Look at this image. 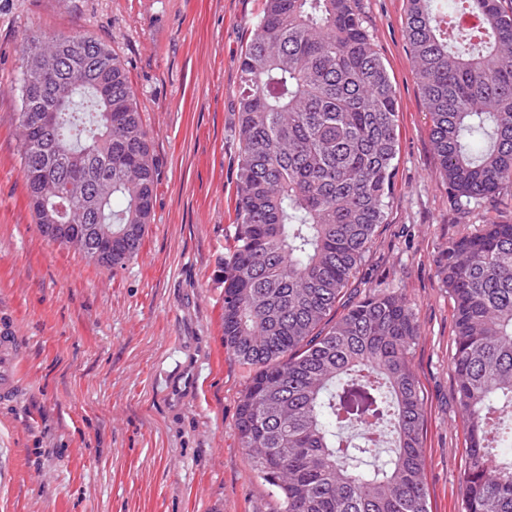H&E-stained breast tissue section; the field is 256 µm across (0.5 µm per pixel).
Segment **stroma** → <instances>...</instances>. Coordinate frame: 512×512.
<instances>
[{"instance_id": "35a3bbf8", "label": "stroma", "mask_w": 512, "mask_h": 512, "mask_svg": "<svg viewBox=\"0 0 512 512\" xmlns=\"http://www.w3.org/2000/svg\"><path fill=\"white\" fill-rule=\"evenodd\" d=\"M262 0H0V323L22 387L0 405V512H276L235 434L252 372L224 347L240 57ZM394 82L400 137L386 224L336 306L389 288L419 327L431 512H463L455 325L438 260L512 202L461 211L409 63L406 0H361ZM92 35L124 63L158 165L151 222L119 271L48 241L20 166L23 39Z\"/></svg>"}]
</instances>
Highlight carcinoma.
<instances>
[{"instance_id": "carcinoma-1", "label": "carcinoma", "mask_w": 512, "mask_h": 512, "mask_svg": "<svg viewBox=\"0 0 512 512\" xmlns=\"http://www.w3.org/2000/svg\"><path fill=\"white\" fill-rule=\"evenodd\" d=\"M359 0H264L240 60L235 244L224 347L252 368L235 431L281 512H429L418 325L387 288L329 316L387 221L398 100ZM471 16L476 23L461 24ZM412 73L458 204L512 186V9L407 0ZM56 59L23 72L20 161L49 241L118 270L135 258L158 168L126 69L86 35L26 40ZM65 94L54 98L49 83ZM456 326L466 427L463 512H512V223L492 217L439 263Z\"/></svg>"}]
</instances>
